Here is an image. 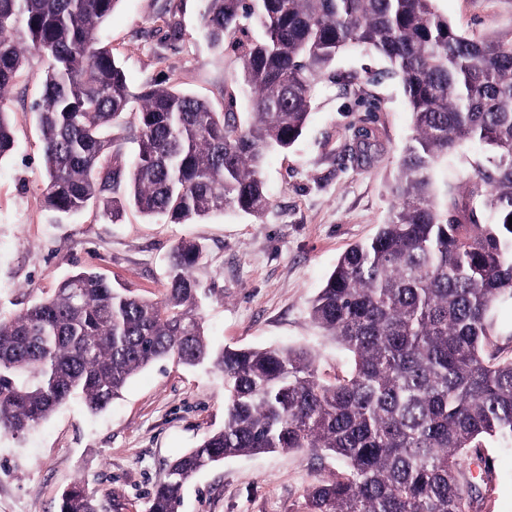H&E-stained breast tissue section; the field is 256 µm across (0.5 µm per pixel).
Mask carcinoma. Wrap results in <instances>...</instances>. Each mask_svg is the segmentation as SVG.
<instances>
[{
	"label": "carcinoma",
	"mask_w": 512,
	"mask_h": 512,
	"mask_svg": "<svg viewBox=\"0 0 512 512\" xmlns=\"http://www.w3.org/2000/svg\"><path fill=\"white\" fill-rule=\"evenodd\" d=\"M120 0H0V161L15 148L4 101L31 52L47 62L32 104L41 133L45 208L125 206L175 224L270 207L268 150L302 135L315 81L348 48L401 79L414 135L399 162L396 204L376 235L347 248L309 319L354 357L350 377L320 378L304 348H213L193 270L203 247L171 251L165 293L120 291L77 271L22 311L0 316V436L19 439L75 395L99 413L131 378L175 357L224 376V426L174 458L147 512H179L184 484L240 455L306 450L344 464L313 486L307 512H482L483 441L512 442V358L488 350L493 311L512 299V37H469L436 0H205L203 27L229 44L250 93L248 121L173 86L131 92L100 31ZM252 30L256 37L238 38ZM139 103L125 164L112 126ZM486 148L467 194L436 186L448 154ZM494 216L480 222L478 211ZM58 512H102L75 484Z\"/></svg>",
	"instance_id": "carcinoma-1"
}]
</instances>
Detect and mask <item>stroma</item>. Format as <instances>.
I'll return each mask as SVG.
<instances>
[{
	"mask_svg": "<svg viewBox=\"0 0 512 512\" xmlns=\"http://www.w3.org/2000/svg\"><path fill=\"white\" fill-rule=\"evenodd\" d=\"M203 0H120L101 30L132 91L171 85L216 111L250 112L230 48H213L202 26ZM469 35L512 36V0H436ZM178 22L169 33L161 17ZM45 59L31 54L6 104L16 146L0 161V312L17 313L80 269L114 287L158 298L168 253L191 237L205 248L194 275L214 345L304 346L322 379L348 376L350 355L309 321V303L340 255L372 237L395 199L390 185L413 133L398 77L379 57L343 51L313 91L303 133L287 151L266 155L271 206L263 217L229 210L193 224L147 219L127 209L105 219L98 206L59 218L42 197L44 166L31 104L42 93ZM381 144L360 155L363 130ZM224 425V380L206 367L165 359L135 375L120 399L97 414L73 398L24 438L0 437V512H57L62 493L80 483L105 512H146L167 464ZM494 461L483 512H512V445L487 441ZM335 459L264 453L224 459L185 487L180 512H306L308 489L340 470Z\"/></svg>",
	"mask_w": 512,
	"mask_h": 512,
	"instance_id": "obj_1",
	"label": "stroma"
}]
</instances>
